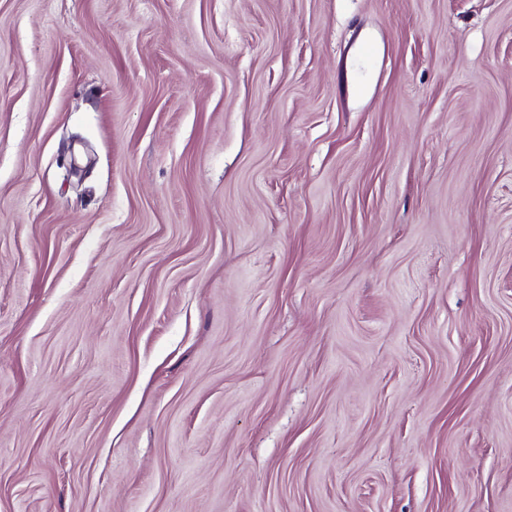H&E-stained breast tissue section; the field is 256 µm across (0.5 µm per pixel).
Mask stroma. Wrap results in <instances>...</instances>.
I'll list each match as a JSON object with an SVG mask.
<instances>
[{
	"label": "stroma",
	"mask_w": 512,
	"mask_h": 512,
	"mask_svg": "<svg viewBox=\"0 0 512 512\" xmlns=\"http://www.w3.org/2000/svg\"><path fill=\"white\" fill-rule=\"evenodd\" d=\"M0 512H512V0H0Z\"/></svg>",
	"instance_id": "35a3bbf8"
}]
</instances>
